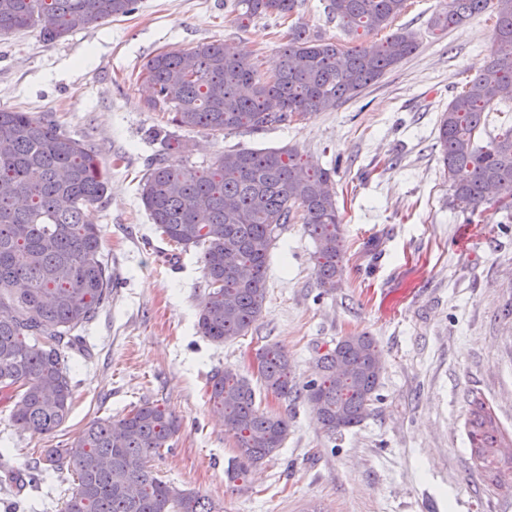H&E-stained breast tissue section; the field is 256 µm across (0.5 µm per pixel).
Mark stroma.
I'll return each instance as SVG.
<instances>
[{
	"label": "stroma",
	"mask_w": 512,
	"mask_h": 512,
	"mask_svg": "<svg viewBox=\"0 0 512 512\" xmlns=\"http://www.w3.org/2000/svg\"><path fill=\"white\" fill-rule=\"evenodd\" d=\"M234 2L138 0L131 14L52 43L34 28L0 37V110L54 119L93 145L110 173L88 218L103 230L114 281L111 303L84 333L88 356L70 361L77 399L66 423L48 437L21 432L0 397L9 466L26 469L38 449L71 445L92 420L158 401L181 429L154 459L157 476L224 512H512V494L481 476L467 437L473 389L512 435V223L491 209L464 220L435 148L440 114L490 59L493 12L439 31L429 19L442 0H408L394 26L417 32V50L359 97L288 125L180 130L182 161L196 168L229 150L290 146L337 170L341 287L319 288L313 239L303 225H284L270 249L260 319L216 345L197 327L206 286L196 252L167 263L141 204L147 162L161 148L148 132L167 121L145 105L144 64L227 40L252 52L266 77L295 21L343 45L387 37L344 31L324 0H305L289 19L242 23ZM354 332L376 339L383 364L367 418L331 436L306 401L288 406L257 388L262 408L287 412L288 438L246 479L228 481L235 444L211 409L210 376L227 367L254 376L258 349L275 343L300 385L317 371V350Z\"/></svg>",
	"instance_id": "obj_1"
}]
</instances>
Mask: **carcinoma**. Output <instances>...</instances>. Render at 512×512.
<instances>
[{"instance_id":"carcinoma-1","label":"carcinoma","mask_w":512,"mask_h":512,"mask_svg":"<svg viewBox=\"0 0 512 512\" xmlns=\"http://www.w3.org/2000/svg\"><path fill=\"white\" fill-rule=\"evenodd\" d=\"M137 0H0V37L37 27L55 40L93 24L126 16ZM301 0H236L244 19L292 16ZM493 7L490 61L448 102L437 125L436 148L454 206L472 216L490 204L489 189L511 197L512 125L486 145L475 139L492 106L512 100V0H446L432 16L446 30ZM407 0H327L329 17L366 33L392 26ZM416 33L400 28L381 42L344 47L293 26L272 75L263 78L251 54L232 41L203 42L150 58L144 79L148 107L170 115L178 129L222 134L288 124L334 110L358 96L412 55ZM163 149L147 165L140 200L161 239L198 251L208 292L199 332L224 344L244 336L261 317L275 231L301 221L316 243L319 287L343 281L342 219L333 171L311 164L290 147L242 148L197 169L183 164L184 143L156 129ZM110 176L96 150L59 124L30 112L0 111V389L12 387L14 427L50 436L68 419L75 385L70 353L82 350L80 332L112 295L103 262V234L86 220L102 201ZM235 263L224 264V252ZM257 380L286 402L311 404L324 431L359 425L377 400L383 366L373 337L353 333L317 353V378L298 390L288 355L267 343L257 354ZM210 401L236 439L227 469L235 480L276 456L288 437V414L260 408L251 379L226 368L209 379ZM468 439L488 481L512 486V457L499 448L505 432L491 407L473 396ZM179 417L165 405L144 403L117 419L88 424L68 448H43L25 471L7 470L2 482L37 488L49 474L76 475L61 512H221L212 499L160 480L151 461L172 449Z\"/></svg>"}]
</instances>
